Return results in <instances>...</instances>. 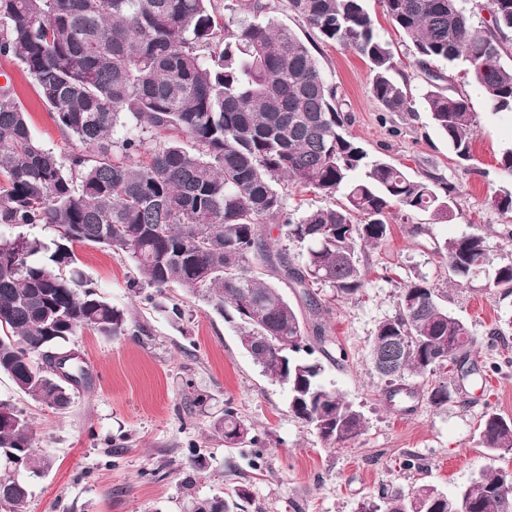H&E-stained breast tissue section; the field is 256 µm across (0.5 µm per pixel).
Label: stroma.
Wrapping results in <instances>:
<instances>
[{"mask_svg":"<svg viewBox=\"0 0 512 512\" xmlns=\"http://www.w3.org/2000/svg\"><path fill=\"white\" fill-rule=\"evenodd\" d=\"M376 27L398 60L413 99L428 90L403 39L378 4ZM315 57L349 115V130L372 155L412 176L443 178L459 194L453 220L412 235L396 220L388 238L360 254L366 284L356 298L334 303L323 321L348 359L325 362L322 381L353 402L366 429L341 447H326L288 408V391L271 381L243 349L238 332L206 301L174 288L165 294L132 287L137 271L122 252L78 247L89 286L132 321L131 335L112 339L85 330L71 340L88 373L69 407L59 411L17 391L0 375V397L27 417L50 467L29 478L25 512H186L195 498L234 497L245 489V512H356L362 501L401 486L431 484L455 495L489 462L478 425L486 412L512 417V291L494 287V271L512 261V214L493 204L512 192L500 165L512 149V116L489 109L468 78L452 74L477 116L473 158L449 152L426 112H388L371 94L367 61L339 46L320 45ZM15 91L46 147L69 145L38 98L29 77ZM479 233L489 246L484 272L457 284L436 252L449 238ZM422 280L439 291L449 312L467 322L476 339L472 360L489 368L487 379L462 381L447 405L405 396L419 378L402 379L391 394L372 369L370 348L378 324L395 316L404 282ZM180 307L174 317L172 307ZM233 408L251 427L257 444L232 448L213 424ZM197 448L205 460L198 473L185 466ZM412 468H405V461Z\"/></svg>","mask_w":512,"mask_h":512,"instance_id":"1","label":"stroma"}]
</instances>
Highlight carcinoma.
<instances>
[{"label":"carcinoma","instance_id":"cac0c4a2","mask_svg":"<svg viewBox=\"0 0 512 512\" xmlns=\"http://www.w3.org/2000/svg\"><path fill=\"white\" fill-rule=\"evenodd\" d=\"M370 0H288V10L330 45L369 61L371 91L388 112L422 107L457 157L471 159L477 120L469 98L451 94L439 69L462 68L494 112L512 114V0H487L475 27L465 0H377L413 50L430 89L421 101L395 78L397 61L377 30ZM226 20L215 0H0V54L28 73L55 118L65 153L46 148L13 88L0 87V226L47 224L55 238L0 236V374L36 400L63 411L72 384L48 372V353L91 329L108 338L130 331L124 310L89 289L75 247L98 244L128 255L141 280L162 293L183 288L238 325L242 345L264 375L288 390V407L328 446L365 431L362 413L322 384L323 366L308 341L327 353L319 323L328 301L319 289L352 299L362 292L359 253L391 232L390 219L453 220L456 186L416 178L370 157L347 131L336 87L327 83L302 39L273 15L269 0H235ZM345 203L288 216L282 184ZM281 222L302 249L284 276L302 289L316 319L314 336L279 286L255 268L272 263L263 232ZM453 281L489 262L484 236L438 246ZM476 340L424 281H407L398 311L380 322L371 346L376 373L392 385L443 370L465 378ZM434 406L448 383L428 384ZM491 459L512 450V419L486 413L478 426ZM224 443L257 438L230 408L213 424ZM0 458L38 476L49 460L34 447L29 423L0 399ZM26 482L0 474V508L23 512ZM242 505L196 498L189 512H234ZM358 512H512V469L490 467L452 497L432 485L394 488Z\"/></svg>","mask_w":512,"mask_h":512}]
</instances>
